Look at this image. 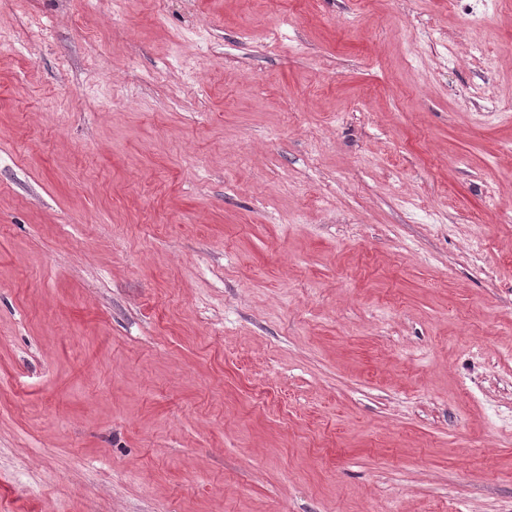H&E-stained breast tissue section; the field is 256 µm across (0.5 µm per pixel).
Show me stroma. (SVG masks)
I'll list each match as a JSON object with an SVG mask.
<instances>
[{
    "mask_svg": "<svg viewBox=\"0 0 512 512\" xmlns=\"http://www.w3.org/2000/svg\"><path fill=\"white\" fill-rule=\"evenodd\" d=\"M0 512H512V6L0 0Z\"/></svg>",
    "mask_w": 512,
    "mask_h": 512,
    "instance_id": "1",
    "label": "stroma"
}]
</instances>
